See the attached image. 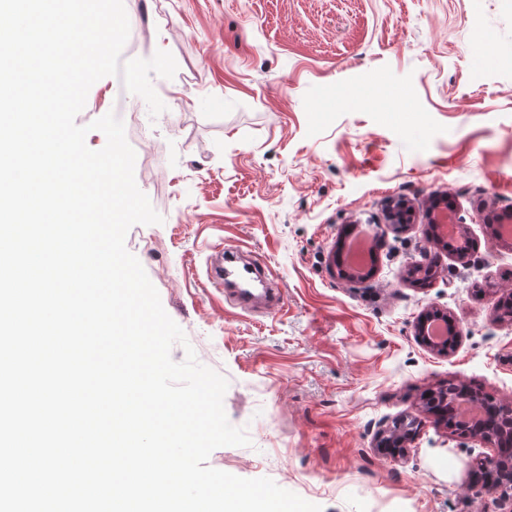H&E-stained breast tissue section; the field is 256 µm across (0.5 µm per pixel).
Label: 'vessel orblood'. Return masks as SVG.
<instances>
[{"mask_svg":"<svg viewBox=\"0 0 512 512\" xmlns=\"http://www.w3.org/2000/svg\"><path fill=\"white\" fill-rule=\"evenodd\" d=\"M209 281L231 295L238 307L252 309L255 303H263L266 313H276L282 300L279 289L274 288L265 263L245 261L239 249L222 247L218 260L207 267Z\"/></svg>","mask_w":512,"mask_h":512,"instance_id":"vessel-or-blood-1","label":"vessel or blood"}]
</instances>
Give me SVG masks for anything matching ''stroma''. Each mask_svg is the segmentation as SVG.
Segmentation results:
<instances>
[{"instance_id":"35a3bbf8","label":"stroma","mask_w":512,"mask_h":512,"mask_svg":"<svg viewBox=\"0 0 512 512\" xmlns=\"http://www.w3.org/2000/svg\"><path fill=\"white\" fill-rule=\"evenodd\" d=\"M136 39L122 60L174 56L153 77L166 109L121 77L90 88L76 122L115 112L136 155L135 180L163 221L125 239L198 361L229 381L228 420L252 444L215 449L208 466L278 486L322 512H502L469 472L495 448L453 433L421 408L458 380L512 402V0H124ZM448 202L472 243L467 263L433 236ZM381 240L373 275L334 263L349 234ZM265 262L278 315L246 313L206 273L216 245ZM436 276L415 283L425 254ZM430 308L459 341L422 342ZM399 419L420 430L404 454L379 451Z\"/></svg>"}]
</instances>
